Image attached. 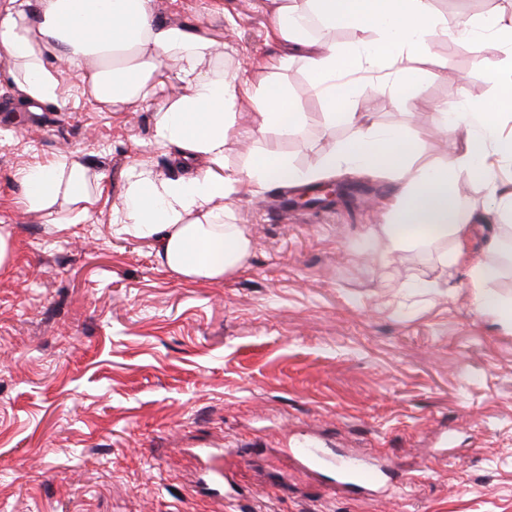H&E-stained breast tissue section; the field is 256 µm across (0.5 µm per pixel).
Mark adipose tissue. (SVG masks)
Listing matches in <instances>:
<instances>
[{
  "instance_id": "obj_1",
  "label": "adipose tissue",
  "mask_w": 512,
  "mask_h": 512,
  "mask_svg": "<svg viewBox=\"0 0 512 512\" xmlns=\"http://www.w3.org/2000/svg\"><path fill=\"white\" fill-rule=\"evenodd\" d=\"M275 41L287 46L277 60L287 67L299 56L311 76V89L326 109L327 130L343 125L348 138L336 143L317 166L294 168L286 155L269 149L254 154L242 169L224 170V148L236 133L231 108L241 97L258 102V132L298 136L303 114L286 85L221 70L203 69L206 58L224 53V42L197 27L159 21L154 0H0V52L9 79L23 101L69 104L64 73L80 80L82 91L104 105L138 107L169 84L180 89L160 110L159 140L183 160L198 157L205 169L171 179L154 178L147 164L133 167L118 222L152 238L162 267L191 285L223 280L243 266L252 249L247 231L224 221L234 201L270 184L297 185L322 180L344 168L385 174L398 186L378 231L388 252L435 239L452 238L445 258L461 267L474 290L476 307L512 331V303L489 299L485 286L494 275L490 253L465 250L471 230L459 209L453 174L468 172L480 180L500 232L512 240V181L492 177L496 163L512 161V135H503L500 117L512 111V83L496 100L461 98L439 114L431 141L447 139L442 162L425 160L400 126L372 127L350 103L368 74L373 90L388 82H418L415 63L430 48V37L443 20L431 0H267ZM348 28L352 46L337 48L331 35ZM465 39L512 48V16L462 21ZM22 203L33 211L55 212L59 203L87 217L101 197L89 187L86 169L76 156L24 170Z\"/></svg>"
}]
</instances>
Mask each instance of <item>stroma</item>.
Listing matches in <instances>:
<instances>
[{
	"mask_svg": "<svg viewBox=\"0 0 512 512\" xmlns=\"http://www.w3.org/2000/svg\"><path fill=\"white\" fill-rule=\"evenodd\" d=\"M450 33L405 91L362 88L352 106L413 136L436 105L500 96L502 48L455 29L512 13V0H435ZM159 20L224 40L208 69L287 84L305 116L300 137L229 140L227 170L275 149L317 165L345 127L324 108L300 60L284 69L263 0H155ZM69 106L19 105L0 86V512H512V333L480 314L449 241L397 257L369 237L396 194L390 180L346 173L348 198L294 208L298 187L237 200L226 221L248 231L235 273L190 286L165 271L149 238L112 222L137 162L184 174L155 138L167 92L137 111L106 109L65 75ZM76 154L104 192L90 217L57 224L22 205V170ZM308 441L337 455L373 453L413 487L382 500L293 463ZM224 454V492L207 491L203 449Z\"/></svg>",
	"mask_w": 512,
	"mask_h": 512,
	"instance_id": "1",
	"label": "stroma"
}]
</instances>
